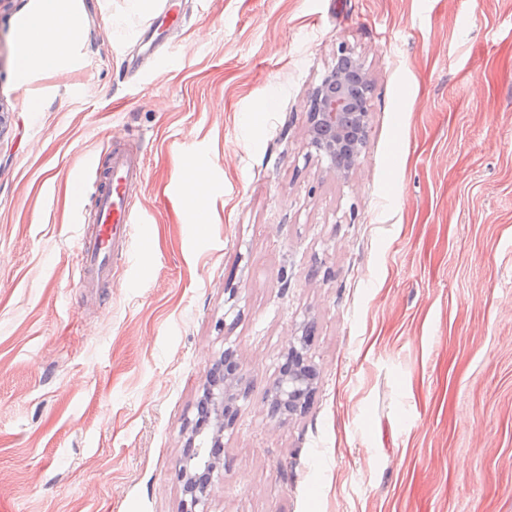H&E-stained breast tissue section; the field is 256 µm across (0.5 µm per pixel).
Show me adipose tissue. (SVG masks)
<instances>
[{
  "label": "adipose tissue",
  "mask_w": 512,
  "mask_h": 512,
  "mask_svg": "<svg viewBox=\"0 0 512 512\" xmlns=\"http://www.w3.org/2000/svg\"><path fill=\"white\" fill-rule=\"evenodd\" d=\"M84 29L81 0H29L14 26L19 82L40 70L73 66Z\"/></svg>",
  "instance_id": "ef3b65f1"
}]
</instances>
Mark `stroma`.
<instances>
[{"label":"stroma","mask_w":512,"mask_h":512,"mask_svg":"<svg viewBox=\"0 0 512 512\" xmlns=\"http://www.w3.org/2000/svg\"><path fill=\"white\" fill-rule=\"evenodd\" d=\"M26 2L0 0V512H179L228 346L248 393L207 512H512V0H82L75 66L22 84ZM342 46L373 80L346 181L305 135ZM119 135L143 221L81 288ZM308 322L317 390L276 426ZM184 179L193 196V208L198 213L201 207L197 205L195 201L204 198L207 189L205 170L200 166H189L184 172Z\"/></svg>","instance_id":"obj_1"}]
</instances>
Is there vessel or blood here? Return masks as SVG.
Here are the masks:
<instances>
[{"mask_svg": "<svg viewBox=\"0 0 512 512\" xmlns=\"http://www.w3.org/2000/svg\"><path fill=\"white\" fill-rule=\"evenodd\" d=\"M144 179L140 150L131 147L127 139H117L107 170L100 174L95 189V233L83 242L77 266L78 281L85 287H97L109 278L115 246L125 241L137 221L136 189Z\"/></svg>", "mask_w": 512, "mask_h": 512, "instance_id": "obj_1", "label": "vessel or blood"}]
</instances>
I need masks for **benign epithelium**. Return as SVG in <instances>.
<instances>
[{"mask_svg":"<svg viewBox=\"0 0 512 512\" xmlns=\"http://www.w3.org/2000/svg\"><path fill=\"white\" fill-rule=\"evenodd\" d=\"M371 78L360 59L346 50L336 57L335 66L313 87L309 96L306 136L309 145L329 158L331 171L338 179L347 180L357 169L358 160L367 142ZM307 338L288 348V370L282 372L268 388L266 402L269 418L282 421L275 405H287L286 413L294 415L306 409L313 394L316 369L304 364ZM241 378L215 373L209 377L204 392L208 416L191 428L190 447L193 452L181 459L178 469L187 498L181 512H206L214 472L223 467V460L210 449L224 447V429L237 415L233 407Z\"/></svg>","mask_w":512,"mask_h":512,"instance_id":"benign-epithelium-1","label":"benign epithelium"}]
</instances>
